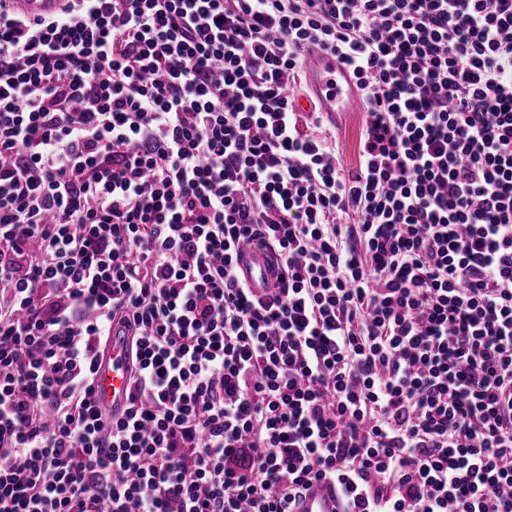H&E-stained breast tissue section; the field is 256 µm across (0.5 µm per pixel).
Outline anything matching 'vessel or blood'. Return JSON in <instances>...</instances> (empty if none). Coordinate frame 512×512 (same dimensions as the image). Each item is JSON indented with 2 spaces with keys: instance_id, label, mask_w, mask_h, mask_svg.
<instances>
[{
  "instance_id": "1",
  "label": "vessel or blood",
  "mask_w": 512,
  "mask_h": 512,
  "mask_svg": "<svg viewBox=\"0 0 512 512\" xmlns=\"http://www.w3.org/2000/svg\"><path fill=\"white\" fill-rule=\"evenodd\" d=\"M19 9L31 17L54 15L60 0H18ZM303 71L307 91L302 96L308 108L319 109L330 122L363 110L360 93L351 71L338 55L321 49L306 53ZM272 260L257 248L244 250L239 261L241 277L254 288L268 287ZM129 356L124 337H113L97 367L94 399L109 418L121 415L128 403ZM304 512H340L334 487L326 481L314 482L303 506Z\"/></svg>"
}]
</instances>
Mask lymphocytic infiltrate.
Returning <instances> with one entry per match:
<instances>
[{"mask_svg": "<svg viewBox=\"0 0 512 512\" xmlns=\"http://www.w3.org/2000/svg\"><path fill=\"white\" fill-rule=\"evenodd\" d=\"M311 47L368 109L356 171L288 93ZM317 480L512 512V0H0V512H298ZM19 9L30 17L54 15L61 0H16ZM271 257L257 248L244 250L239 261L241 277L251 288H267L270 281ZM128 347L123 336H112V344L97 367L94 399L103 415L116 419L128 403Z\"/></svg>", "mask_w": 512, "mask_h": 512, "instance_id": "lymphocytic-infiltrate-1", "label": "lymphocytic infiltrate"}]
</instances>
